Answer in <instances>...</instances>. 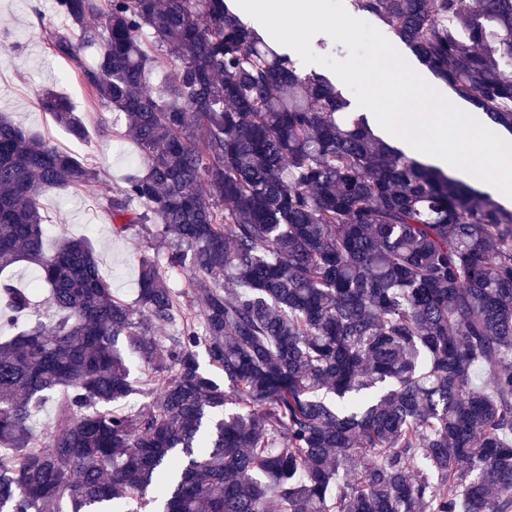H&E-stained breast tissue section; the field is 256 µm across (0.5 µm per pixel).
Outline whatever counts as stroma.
Wrapping results in <instances>:
<instances>
[{"mask_svg":"<svg viewBox=\"0 0 512 512\" xmlns=\"http://www.w3.org/2000/svg\"><path fill=\"white\" fill-rule=\"evenodd\" d=\"M51 4L52 0H0V39L6 43L0 48V113H8L24 130L99 170L100 179L93 190H44L42 214L51 238L89 239L113 296L131 302L138 293L140 256L163 255L165 245L133 232L114 235L102 203L131 169L140 166L141 154L125 119L90 103L73 65L52 53L47 33L60 27L63 20ZM46 89L65 97L76 112L87 116V139L73 138L41 110L39 96ZM101 121L106 122V130L98 129Z\"/></svg>","mask_w":512,"mask_h":512,"instance_id":"obj_1","label":"stroma"}]
</instances>
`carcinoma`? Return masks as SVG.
<instances>
[{"label":"carcinoma","instance_id":"obj_1","mask_svg":"<svg viewBox=\"0 0 512 512\" xmlns=\"http://www.w3.org/2000/svg\"><path fill=\"white\" fill-rule=\"evenodd\" d=\"M55 6L52 51L142 155L112 232L165 239L200 311L154 260L126 304L87 239L46 252L41 189L98 174L0 114V512H512V209L381 141L224 0ZM353 6L512 132V0ZM40 107L86 138L65 98ZM131 355L155 387L114 411L140 393Z\"/></svg>","mask_w":512,"mask_h":512}]
</instances>
